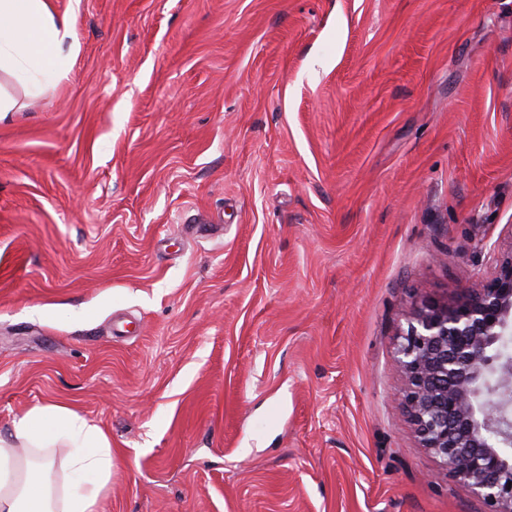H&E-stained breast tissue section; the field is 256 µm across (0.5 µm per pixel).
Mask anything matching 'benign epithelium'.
Masks as SVG:
<instances>
[{
	"instance_id": "1",
	"label": "benign epithelium",
	"mask_w": 512,
	"mask_h": 512,
	"mask_svg": "<svg viewBox=\"0 0 512 512\" xmlns=\"http://www.w3.org/2000/svg\"><path fill=\"white\" fill-rule=\"evenodd\" d=\"M512 255L452 302L423 301L408 320L396 365L401 403L422 447L487 506L512 512Z\"/></svg>"
}]
</instances>
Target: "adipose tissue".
I'll return each mask as SVG.
<instances>
[{
  "mask_svg": "<svg viewBox=\"0 0 512 512\" xmlns=\"http://www.w3.org/2000/svg\"><path fill=\"white\" fill-rule=\"evenodd\" d=\"M76 15L56 14L50 0H0V72L28 82L32 91L61 75L77 44L70 36ZM72 448L69 467L92 476L91 489L74 486L56 493L52 463L15 455L13 447L49 448L59 438ZM112 470L106 435L76 412L61 406L33 408L0 438V512H95L100 490Z\"/></svg>",
  "mask_w": 512,
  "mask_h": 512,
  "instance_id": "obj_1",
  "label": "adipose tissue"
}]
</instances>
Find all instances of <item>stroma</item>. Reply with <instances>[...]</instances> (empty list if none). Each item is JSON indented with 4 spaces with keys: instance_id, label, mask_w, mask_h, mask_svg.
I'll return each instance as SVG.
<instances>
[{
    "instance_id": "1",
    "label": "stroma",
    "mask_w": 512,
    "mask_h": 512,
    "mask_svg": "<svg viewBox=\"0 0 512 512\" xmlns=\"http://www.w3.org/2000/svg\"><path fill=\"white\" fill-rule=\"evenodd\" d=\"M73 33L5 84L0 436L99 427L96 512H486L395 345L512 254V0H81Z\"/></svg>"
}]
</instances>
